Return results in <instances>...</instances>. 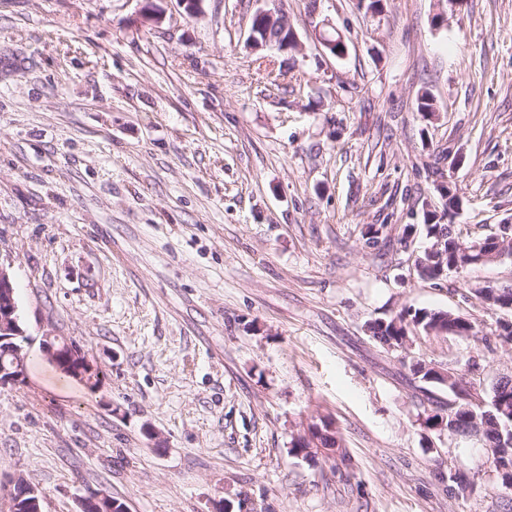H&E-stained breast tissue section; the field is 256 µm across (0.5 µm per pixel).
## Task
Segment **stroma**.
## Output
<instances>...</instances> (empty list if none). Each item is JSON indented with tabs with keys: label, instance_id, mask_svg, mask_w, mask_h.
Here are the masks:
<instances>
[{
	"label": "stroma",
	"instance_id": "obj_1",
	"mask_svg": "<svg viewBox=\"0 0 512 512\" xmlns=\"http://www.w3.org/2000/svg\"><path fill=\"white\" fill-rule=\"evenodd\" d=\"M382 2L281 0L301 49L276 54L293 71L272 87L245 45L255 0H0V256L29 338L24 381L0 387V481L31 479L45 512L90 488L128 512H499L484 450L425 425L421 380L365 323L501 317L470 289L512 283V259L430 280L410 256L427 212L464 240L512 221V0ZM411 354L479 356L485 394L512 374V350L473 340L420 332ZM325 421L354 476L292 453ZM43 349L49 357L63 370L84 381L87 376L97 369L92 361L81 355L71 344L51 333H46L42 339Z\"/></svg>",
	"mask_w": 512,
	"mask_h": 512
}]
</instances>
